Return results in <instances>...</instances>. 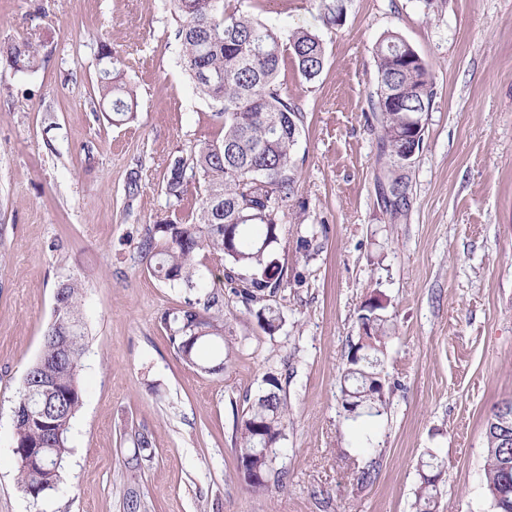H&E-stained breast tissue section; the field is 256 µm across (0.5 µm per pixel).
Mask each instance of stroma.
Wrapping results in <instances>:
<instances>
[{
	"mask_svg": "<svg viewBox=\"0 0 512 512\" xmlns=\"http://www.w3.org/2000/svg\"><path fill=\"white\" fill-rule=\"evenodd\" d=\"M262 4L264 22L321 35L326 58L316 81L281 77L303 115L275 252L281 327L265 333L230 298L224 368L206 373L160 320L200 290L165 284L141 251L154 224L191 222L200 204L195 183L166 195L170 163L220 135L179 65L171 0H0V47L27 38L41 59L0 82V512H124L135 428L152 435L136 485L151 512H416L431 451L445 460L433 512H492L486 422L512 400V0H345L333 27L318 0ZM391 31L436 91L395 219L370 102ZM103 42L138 91L133 122L98 107ZM68 280L83 288V405L60 482L35 501L17 480L13 408ZM373 299L393 326L386 405L349 419L340 381ZM271 373L288 403L274 462L287 478L256 494L234 420Z\"/></svg>",
	"mask_w": 512,
	"mask_h": 512,
	"instance_id": "1",
	"label": "stroma"
}]
</instances>
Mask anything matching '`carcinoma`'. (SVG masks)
I'll return each mask as SVG.
<instances>
[{
    "label": "carcinoma",
    "mask_w": 512,
    "mask_h": 512,
    "mask_svg": "<svg viewBox=\"0 0 512 512\" xmlns=\"http://www.w3.org/2000/svg\"><path fill=\"white\" fill-rule=\"evenodd\" d=\"M179 20L181 68L195 88L217 106L212 113L222 136L194 151L189 174L181 179L166 177L168 197L180 201L192 180L203 181L204 196L194 218L186 224L167 220L153 225L142 244L153 273L175 285L196 281L206 291L204 302L161 316L169 339L187 363L211 372L215 367L200 361V353L211 348L224 355V293L207 280L195 279L196 257L202 252L224 257V277L237 284L233 295L246 305H260L256 317L265 333L281 326L277 308L269 304L283 279L282 269L272 258L279 242L281 221L296 185L292 151L299 135L301 112L282 93L280 75L293 65L308 82L324 68L322 37L305 28L284 32L242 11L230 0H173ZM325 25L343 19V0H319ZM38 61L36 46L27 39L0 49V77L8 70L33 68ZM377 88L372 103L377 112V136L386 164L400 168L405 151L423 138L413 139L410 120L418 112L432 111L436 93L430 65L400 36L391 32L374 52ZM99 103L110 110L115 124L132 122L137 116L138 96L134 86L122 81L120 62L99 80ZM396 193L382 195L383 206L395 219L407 206L405 176ZM81 286L60 284L55 291L52 321L42 340L41 353L29 368L21 395L13 410V454L22 491L34 500L57 487L69 455L68 434L82 405L79 379L87 336L80 316ZM383 305L373 301L359 315V336L350 345L347 368L342 376V402L356 401L380 413L384 393L381 356L390 328L380 313ZM48 379L51 394L38 382ZM267 389L238 420V471L252 491L277 485L287 475L273 467L276 450L287 425V402L281 396L280 379L269 374ZM134 452L123 466L134 480L152 455L147 434L130 435ZM512 435L486 431L484 464L486 490L493 512H512ZM422 466L417 512H431V503L443 467L438 455ZM127 512H149L148 503L130 487L125 498Z\"/></svg>",
    "instance_id": "cac0c4a2"
}]
</instances>
